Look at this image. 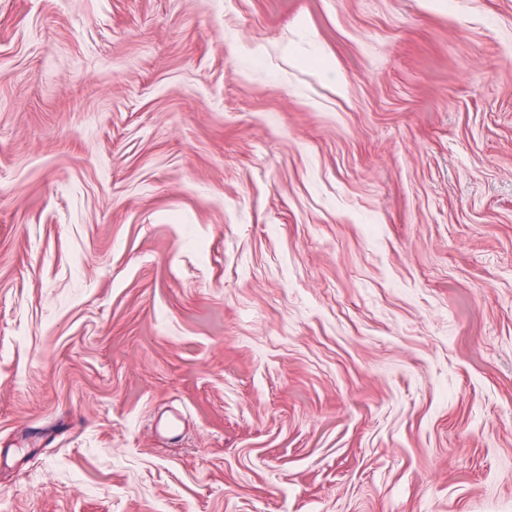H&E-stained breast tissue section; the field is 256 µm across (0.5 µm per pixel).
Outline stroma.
<instances>
[{"label":"stroma","instance_id":"1","mask_svg":"<svg viewBox=\"0 0 512 512\" xmlns=\"http://www.w3.org/2000/svg\"><path fill=\"white\" fill-rule=\"evenodd\" d=\"M0 512H512V0H0Z\"/></svg>","mask_w":512,"mask_h":512}]
</instances>
